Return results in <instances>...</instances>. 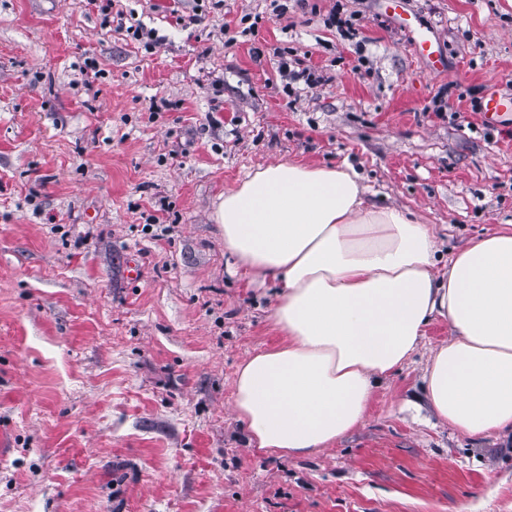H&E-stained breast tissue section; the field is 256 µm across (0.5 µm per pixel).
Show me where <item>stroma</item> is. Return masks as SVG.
<instances>
[{"instance_id":"1","label":"stroma","mask_w":512,"mask_h":512,"mask_svg":"<svg viewBox=\"0 0 512 512\" xmlns=\"http://www.w3.org/2000/svg\"><path fill=\"white\" fill-rule=\"evenodd\" d=\"M335 1L112 0L149 53L91 0H0V512H512V432L426 403L443 320L330 447L270 455L235 418L237 366L282 340L214 220L246 173L351 164L445 257L512 224V121L476 110L489 80L512 93V0H339L361 47L325 26ZM284 46L325 83L286 94Z\"/></svg>"}]
</instances>
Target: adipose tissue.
Wrapping results in <instances>:
<instances>
[{
	"mask_svg": "<svg viewBox=\"0 0 512 512\" xmlns=\"http://www.w3.org/2000/svg\"><path fill=\"white\" fill-rule=\"evenodd\" d=\"M215 220L239 267L279 289L284 341L249 355L233 380L253 447L303 457L345 436L436 317L450 336L430 350L423 382L439 420L471 437L512 430L511 224L440 266L432 225L369 206L351 167L292 162L249 172Z\"/></svg>",
	"mask_w": 512,
	"mask_h": 512,
	"instance_id": "1",
	"label": "adipose tissue"
}]
</instances>
